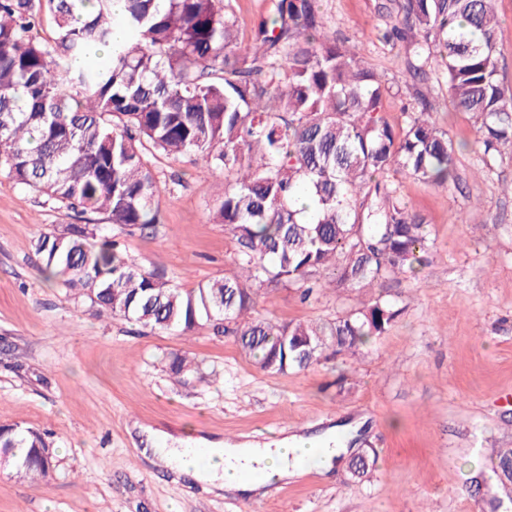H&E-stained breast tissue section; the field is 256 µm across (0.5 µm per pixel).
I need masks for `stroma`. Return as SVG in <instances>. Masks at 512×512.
<instances>
[{
    "label": "stroma",
    "instance_id": "obj_1",
    "mask_svg": "<svg viewBox=\"0 0 512 512\" xmlns=\"http://www.w3.org/2000/svg\"><path fill=\"white\" fill-rule=\"evenodd\" d=\"M337 38L362 51L389 89L392 124L415 91L432 122L460 149L441 189L401 176V194L428 224L430 263L417 278L387 282L403 312L369 354L270 375L209 327L186 336L100 317L82 297L49 286L35 243L73 216L0 176V425L45 433L56 454L50 477L0 476V512H476L473 478L512 448V152L486 162L480 134L456 111L444 80H406L402 43L382 41L394 0H320ZM166 189L155 229H119L129 262L164 272L184 288L223 278L233 242L213 220L222 173L187 156L156 155ZM327 289L300 302L273 288L259 313L286 323L333 319L358 306ZM194 358L201 376L175 381L171 353ZM344 386H337L339 375ZM173 438L336 436L378 457L370 479L312 467L254 500L187 488L141 455L140 428Z\"/></svg>",
    "mask_w": 512,
    "mask_h": 512
}]
</instances>
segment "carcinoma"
<instances>
[{"label": "carcinoma", "instance_id": "cac0c4a2", "mask_svg": "<svg viewBox=\"0 0 512 512\" xmlns=\"http://www.w3.org/2000/svg\"><path fill=\"white\" fill-rule=\"evenodd\" d=\"M113 0H0V175L77 216L36 243L42 273L98 314L180 336L204 324L231 334L259 370L286 374L360 357L396 323L382 294L324 323L257 315L259 291L300 299L381 288L425 261V219L391 175L448 188L455 147L419 93L395 126L385 87L360 53L327 33L320 0H274L239 29L228 0H124L128 40L112 42ZM496 0H398L385 42L408 44L407 73L444 68L454 108L471 115L484 153L512 149V91L495 57ZM50 17L54 37L38 32ZM191 154L224 173L217 223L233 270L191 290L130 263L107 227L162 223L150 158ZM186 383L196 362L174 353ZM350 470L369 478L376 451ZM0 464L19 481L47 478L45 434L0 426ZM512 480V449L485 484Z\"/></svg>", "mask_w": 512, "mask_h": 512}]
</instances>
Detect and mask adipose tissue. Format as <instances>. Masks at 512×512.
<instances>
[{
  "label": "adipose tissue",
  "instance_id": "obj_1",
  "mask_svg": "<svg viewBox=\"0 0 512 512\" xmlns=\"http://www.w3.org/2000/svg\"><path fill=\"white\" fill-rule=\"evenodd\" d=\"M147 439L150 446L144 454L153 464L247 498L301 475L308 464L318 466L322 473H331L337 458L347 452L342 445L326 448L325 437L302 434L263 446L252 442L207 441L198 450L189 446L166 447L154 431L148 432Z\"/></svg>",
  "mask_w": 512,
  "mask_h": 512
}]
</instances>
